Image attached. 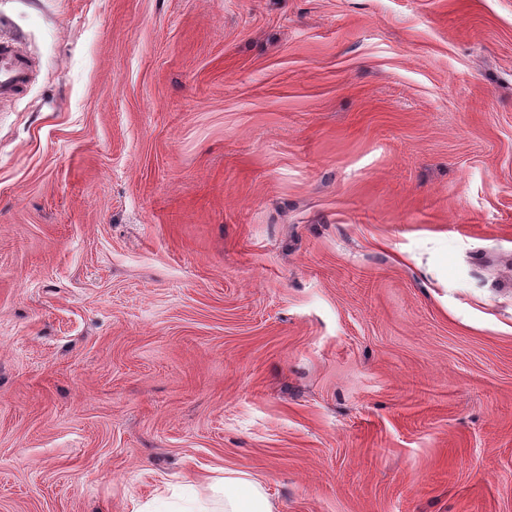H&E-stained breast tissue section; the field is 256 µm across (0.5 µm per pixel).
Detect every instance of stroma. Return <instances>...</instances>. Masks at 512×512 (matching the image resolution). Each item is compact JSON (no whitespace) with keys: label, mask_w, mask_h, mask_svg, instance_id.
I'll use <instances>...</instances> for the list:
<instances>
[{"label":"stroma","mask_w":512,"mask_h":512,"mask_svg":"<svg viewBox=\"0 0 512 512\" xmlns=\"http://www.w3.org/2000/svg\"><path fill=\"white\" fill-rule=\"evenodd\" d=\"M0 26V512H512V0ZM29 63L16 46L0 34V97L29 81ZM212 490L221 495L224 508L207 510H179L180 512H278V505L267 495L264 485L258 480H248L235 473H226L224 482L216 483Z\"/></svg>","instance_id":"obj_1"}]
</instances>
